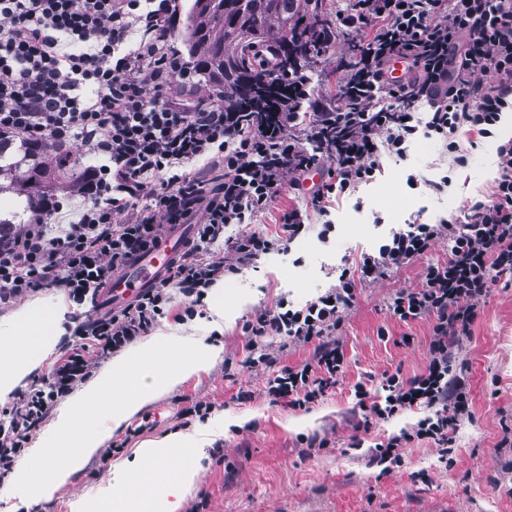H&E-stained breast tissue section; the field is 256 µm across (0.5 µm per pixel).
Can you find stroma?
I'll use <instances>...</instances> for the list:
<instances>
[{"instance_id":"1","label":"stroma","mask_w":512,"mask_h":512,"mask_svg":"<svg viewBox=\"0 0 512 512\" xmlns=\"http://www.w3.org/2000/svg\"><path fill=\"white\" fill-rule=\"evenodd\" d=\"M456 140L464 164L454 162L444 142L419 138L405 158L384 156L373 180L334 198L326 215L311 214L305 230L284 249L225 277L226 299L242 297L246 303L224 322L222 359L116 432L112 441L122 444L120 456L197 423L190 409L202 402L234 425L210 448V462L188 492L184 512H512V446L502 443L504 426H512V281L494 283L470 336L458 347L455 372L470 389L471 416L454 432L445 457L433 441L415 439L401 448L399 463H378L374 447L412 429L427 411L418 407L364 425L354 387L361 382L373 391L384 375L411 378L425 371L430 323L399 321L389 303L397 291L420 287L424 269L447 258V243H435L384 280L359 288L335 333L345 353L344 372L309 410L272 402L265 387L279 367L310 360L312 346L286 349L282 337H267L266 349L277 355L269 367L254 363L243 330L258 310L284 299L300 308L334 287L342 268L355 267L362 254L388 243L392 232L462 216L469 200L489 193L498 139L473 142L460 133ZM443 178L447 190L435 192L433 183ZM104 303L101 297L64 299L59 353L43 373L59 364L60 352L79 343L96 306ZM406 336L411 344H403ZM315 439L327 440V447L311 448ZM116 459L102 448L51 499L28 512H70V500L108 484Z\"/></svg>"}]
</instances>
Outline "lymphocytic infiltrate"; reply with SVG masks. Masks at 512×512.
<instances>
[{
	"instance_id": "lymphocytic-infiltrate-1",
	"label": "lymphocytic infiltrate",
	"mask_w": 512,
	"mask_h": 512,
	"mask_svg": "<svg viewBox=\"0 0 512 512\" xmlns=\"http://www.w3.org/2000/svg\"><path fill=\"white\" fill-rule=\"evenodd\" d=\"M174 14V0H0V135L37 144L51 161L77 142L99 161L71 204L49 202L66 222L46 223L38 211L0 235V303L39 288L97 297L118 269L159 243L168 225L196 223L165 280L92 319L89 346L74 347L46 382L13 402L9 427L0 431V473L11 471L53 403L90 375L87 347L103 358L149 333L172 301L169 285L199 296L218 278L253 266L297 237L310 213H327L333 198L369 182L383 153L404 156L417 137L446 142L464 163L457 131L487 136L512 110V0H352L322 35L328 46L357 37V61L335 93L312 97L307 76L289 73L287 109L276 123L254 127L220 108L170 103L184 67L171 44ZM396 60L407 76L394 83L388 70ZM330 128L340 136L328 150L320 135ZM496 155L491 193L468 203L463 218L395 232L304 308L281 302L246 322L251 346L281 336L286 346L314 347L310 362L283 367L269 381L272 401L306 408L334 385L345 357L332 335L358 287L441 240L447 259L428 265L421 287L397 291L390 304L400 321L430 319L425 372L387 375L380 400L370 401L361 383L355 396L380 419L418 406L430 411L413 430L379 445L378 461L398 460L416 438L448 444L471 414L470 393L453 373L455 351L491 285L512 274V139ZM214 165L223 175L212 181ZM316 168L325 180L304 207L280 211V237L225 238L229 225L270 210L287 175Z\"/></svg>"
}]
</instances>
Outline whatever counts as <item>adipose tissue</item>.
Wrapping results in <instances>:
<instances>
[{"mask_svg": "<svg viewBox=\"0 0 512 512\" xmlns=\"http://www.w3.org/2000/svg\"><path fill=\"white\" fill-rule=\"evenodd\" d=\"M204 301L210 319L203 333L159 334L140 341L113 357L57 410L14 473L21 506L50 499L134 415L221 359L223 345L208 341L207 335L224 325L223 284H213ZM61 335L57 302L35 301L0 318L1 404L42 368ZM223 436L219 415L207 425L146 440L133 458L113 466L107 486L74 500L70 512H181L209 448Z\"/></svg>", "mask_w": 512, "mask_h": 512, "instance_id": "1", "label": "adipose tissue"}]
</instances>
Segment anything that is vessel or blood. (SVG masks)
<instances>
[{
  "instance_id": "1",
  "label": "vessel or blood",
  "mask_w": 512,
  "mask_h": 512,
  "mask_svg": "<svg viewBox=\"0 0 512 512\" xmlns=\"http://www.w3.org/2000/svg\"><path fill=\"white\" fill-rule=\"evenodd\" d=\"M186 238V228H176L150 251L136 255L126 270L113 277L108 295L111 303L123 304L133 296L156 287L182 253Z\"/></svg>"
}]
</instances>
